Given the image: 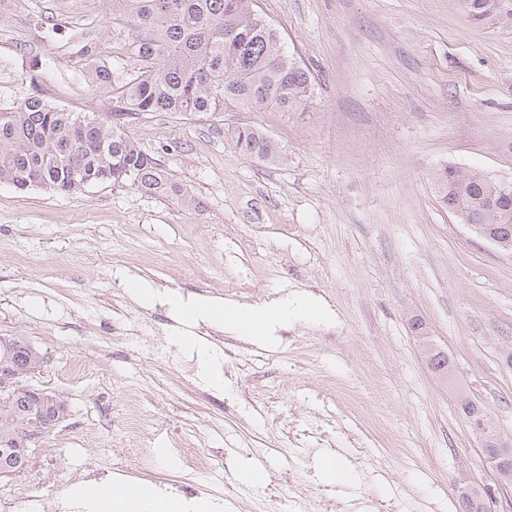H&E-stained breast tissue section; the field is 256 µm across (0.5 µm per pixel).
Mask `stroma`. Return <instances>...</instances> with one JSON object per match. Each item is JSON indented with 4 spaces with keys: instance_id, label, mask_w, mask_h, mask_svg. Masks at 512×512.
Instances as JSON below:
<instances>
[{
    "instance_id": "35a3bbf8",
    "label": "stroma",
    "mask_w": 512,
    "mask_h": 512,
    "mask_svg": "<svg viewBox=\"0 0 512 512\" xmlns=\"http://www.w3.org/2000/svg\"><path fill=\"white\" fill-rule=\"evenodd\" d=\"M290 56L311 72L305 111L154 112L128 124L184 198L130 185L72 194L0 184V336L45 363L33 384L68 412L29 448L28 468L0 477L29 512H55L72 477L153 496L180 495L174 440L203 449L196 496L218 512H461L458 488L512 489L481 466L459 410L480 404L512 437V256L442 208L444 165L512 181V17L476 24L458 0H257ZM49 24H41V17ZM94 30L104 62L125 60L106 0H0V105L40 91L69 112L107 117L115 87L72 62L71 30ZM261 127L277 158L248 156L235 128ZM157 292L141 303L129 279ZM227 307L302 299L323 318L276 326L272 344L192 326L169 303ZM154 318L156 332L127 336ZM422 319L451 358L446 383L411 329ZM214 351L224 384L202 372ZM94 373L71 379L72 351ZM139 430L125 433L126 421ZM150 449L142 468L129 444ZM349 478H327V459ZM258 470V485L243 470Z\"/></svg>"
}]
</instances>
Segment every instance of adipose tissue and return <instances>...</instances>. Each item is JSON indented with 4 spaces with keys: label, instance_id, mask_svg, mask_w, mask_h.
I'll use <instances>...</instances> for the list:
<instances>
[{
    "label": "adipose tissue",
    "instance_id": "ef3b65f1",
    "mask_svg": "<svg viewBox=\"0 0 512 512\" xmlns=\"http://www.w3.org/2000/svg\"><path fill=\"white\" fill-rule=\"evenodd\" d=\"M172 307L184 319L227 324L253 341L266 344L273 341L269 334L272 324L286 321L292 315L310 318L320 315L315 307L297 300H284L264 308H227L216 301H201L188 305L176 299L173 300Z\"/></svg>",
    "mask_w": 512,
    "mask_h": 512
}]
</instances>
